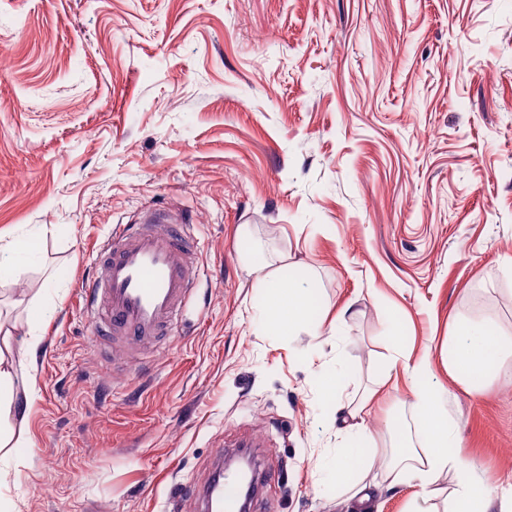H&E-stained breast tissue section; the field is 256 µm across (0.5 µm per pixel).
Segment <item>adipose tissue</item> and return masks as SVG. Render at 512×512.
Returning <instances> with one entry per match:
<instances>
[{
  "instance_id": "obj_1",
  "label": "adipose tissue",
  "mask_w": 512,
  "mask_h": 512,
  "mask_svg": "<svg viewBox=\"0 0 512 512\" xmlns=\"http://www.w3.org/2000/svg\"><path fill=\"white\" fill-rule=\"evenodd\" d=\"M264 321L266 330L293 337L301 330H318L320 307L314 287H302L283 277L265 275ZM512 350V332L496 323L461 320L448 332L446 362L450 375L456 377L472 393L485 390L487 384L512 377L503 357ZM403 368L410 380V391L418 416L413 421L414 437H406L402 425L391 429L395 447L401 448L400 462L406 463L408 479L418 488L411 512H439L436 500L440 494L436 481L441 473H450L454 487L448 495V512H512V498H494L477 475L475 463L463 456L459 426L443 406L437 393L428 385L431 373L427 361L411 362L402 350H395L386 368ZM348 444L339 449L333 462L336 481L348 485L360 507H367L369 494L352 476L371 468L374 451L369 443L373 436L364 421H356L345 429Z\"/></svg>"
}]
</instances>
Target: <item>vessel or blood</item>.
Instances as JSON below:
<instances>
[{"label":"vessel or blood","instance_id":"vessel-or-blood-1","mask_svg":"<svg viewBox=\"0 0 512 512\" xmlns=\"http://www.w3.org/2000/svg\"><path fill=\"white\" fill-rule=\"evenodd\" d=\"M192 251L180 220L159 210L113 232L97 272L82 285L100 315L93 341L172 336L195 288ZM198 497L205 504L217 500L223 512H239L240 482L224 475L219 488H204Z\"/></svg>","mask_w":512,"mask_h":512}]
</instances>
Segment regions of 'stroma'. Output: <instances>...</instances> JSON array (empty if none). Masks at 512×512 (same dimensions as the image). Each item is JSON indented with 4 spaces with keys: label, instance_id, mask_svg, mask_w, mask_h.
I'll return each mask as SVG.
<instances>
[{
    "label": "stroma",
    "instance_id": "35a3bbf8",
    "mask_svg": "<svg viewBox=\"0 0 512 512\" xmlns=\"http://www.w3.org/2000/svg\"><path fill=\"white\" fill-rule=\"evenodd\" d=\"M149 206L189 222L195 294L174 338L92 343L79 283ZM32 238L0 281L12 512H201L252 439L274 479L251 512H359L320 467L362 402L371 512H407L396 341L512 488V382L470 395L443 353L455 320L512 327V0H0V239ZM258 262L313 282L319 335L265 330ZM14 367L15 362L13 360H6L0 355V422L2 417L6 420L9 419L13 400L12 372Z\"/></svg>",
    "mask_w": 512,
    "mask_h": 512
}]
</instances>
